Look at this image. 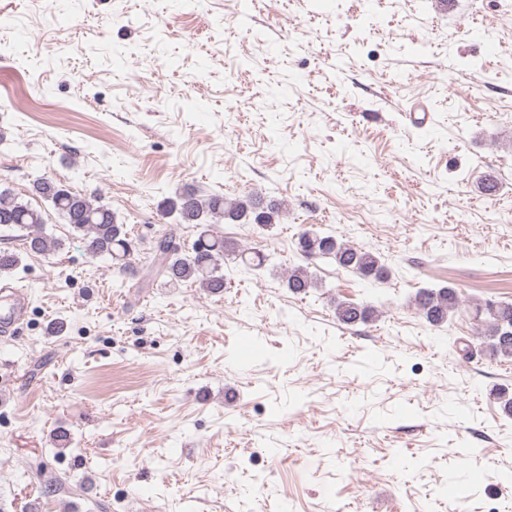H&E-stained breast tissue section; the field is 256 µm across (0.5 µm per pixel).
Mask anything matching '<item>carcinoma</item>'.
Segmentation results:
<instances>
[{
  "instance_id": "obj_1",
  "label": "carcinoma",
  "mask_w": 512,
  "mask_h": 512,
  "mask_svg": "<svg viewBox=\"0 0 512 512\" xmlns=\"http://www.w3.org/2000/svg\"><path fill=\"white\" fill-rule=\"evenodd\" d=\"M35 191L51 201L58 215L74 231L82 234L86 250L92 256L109 257L121 266L133 252V243L126 225L117 223L112 211L85 195L44 179L34 185ZM282 203L263 199L256 194L229 198L210 195L200 198L184 194L178 200L165 202V210L179 214L182 223L200 227L192 248L186 250L170 233L158 238L142 265V277L148 280L164 278L178 283L192 280L211 294L224 292V276L218 274L219 261L233 255L249 269L261 268L267 256L259 251H239L235 244L224 237L210 233L207 219L217 218L232 222L246 220L266 226L274 223ZM45 219L42 212L0 193V231H19L24 249L33 253H46L59 243L44 233ZM297 249L308 260L332 259L340 267L359 274L366 280L380 281L385 278L386 268L379 258L369 251L358 249L338 241L330 234L316 229L303 230L297 239ZM20 255L8 248L0 249V275L10 274L18 266ZM315 286L307 266H294L288 270L287 287L294 293H302ZM415 308L432 325L440 326L449 321L459 308L457 292L451 288H423L414 298ZM375 314L373 307L356 302L336 305V319L347 326L369 321ZM474 318L481 322L488 337V354L512 357V337L507 329L512 327V303H488L474 309Z\"/></svg>"
}]
</instances>
